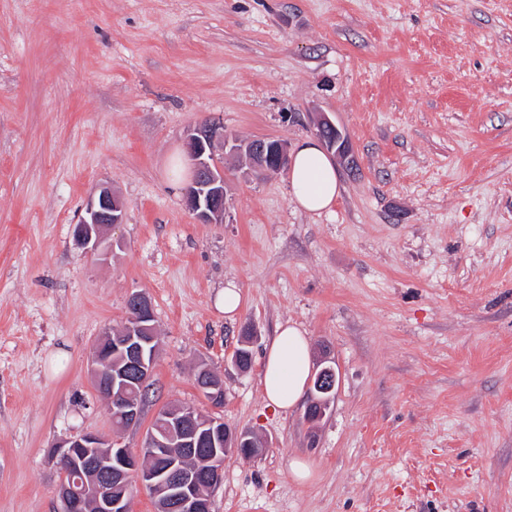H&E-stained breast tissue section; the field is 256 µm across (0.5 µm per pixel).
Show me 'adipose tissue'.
I'll use <instances>...</instances> for the list:
<instances>
[{
	"instance_id": "1",
	"label": "adipose tissue",
	"mask_w": 512,
	"mask_h": 512,
	"mask_svg": "<svg viewBox=\"0 0 512 512\" xmlns=\"http://www.w3.org/2000/svg\"><path fill=\"white\" fill-rule=\"evenodd\" d=\"M290 188L296 205L309 213L330 211L340 195L335 162L313 140L298 143L291 155ZM311 370L310 344L296 325L283 323L267 348L262 386L266 401L278 409L296 406Z\"/></svg>"
}]
</instances>
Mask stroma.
Masks as SVG:
<instances>
[{
    "instance_id": "obj_1",
    "label": "stroma",
    "mask_w": 512,
    "mask_h": 512,
    "mask_svg": "<svg viewBox=\"0 0 512 512\" xmlns=\"http://www.w3.org/2000/svg\"><path fill=\"white\" fill-rule=\"evenodd\" d=\"M321 113L352 155L331 211L220 148L224 221H196L189 127L292 146ZM103 186L124 221L84 253L73 227ZM134 292L159 352L118 430L89 358ZM285 322L339 375L315 425L310 395H263ZM177 403L263 445L225 456L215 512H512V0H0V512H57L53 443L136 451Z\"/></svg>"
}]
</instances>
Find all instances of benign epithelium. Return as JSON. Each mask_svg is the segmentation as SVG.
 Listing matches in <instances>:
<instances>
[{"label":"benign epithelium","instance_id":"benign-epithelium-1","mask_svg":"<svg viewBox=\"0 0 512 512\" xmlns=\"http://www.w3.org/2000/svg\"><path fill=\"white\" fill-rule=\"evenodd\" d=\"M330 131L327 149L349 156L347 141L335 124L326 116L317 121V131ZM192 145V177L185 193L186 207L201 224H217L224 218V172L212 166L216 144L224 143V127L205 120L193 126L189 136ZM249 165L267 171L272 165L286 169L288 147L280 140H253L244 147ZM125 203L108 187L94 196L86 215L74 227L76 244L95 251L105 232L123 223ZM129 322L125 323L117 340L107 331L94 347L90 371L96 383L107 392L109 409L114 419L129 427L138 422L141 399L126 393L128 382L143 388L152 375V364L147 362L146 348L156 354L155 322L152 304L145 295L129 297ZM200 392L211 398L224 391L222 380L207 367L200 369ZM337 382L336 371L324 366L314 374L312 384L322 397L309 407L308 419H320L328 409L330 397ZM214 421L201 422L191 406L167 407L160 410V420L150 432L144 448L136 453L116 446L94 433H79L65 437L52 445L48 456L54 463L60 481L58 512H85L92 505L96 512H131L127 482L136 476L152 491L158 500L160 512H201L204 495L201 485L214 490L223 481V470L214 474H198L183 467V456L193 452L204 440L201 429ZM224 451H235L253 456L258 449L249 447L246 434L232 432L225 436ZM146 457L168 458L171 463L162 470L147 473L143 470Z\"/></svg>","mask_w":512,"mask_h":512}]
</instances>
